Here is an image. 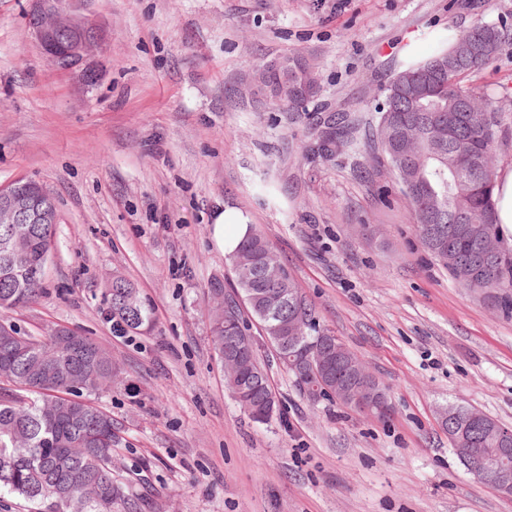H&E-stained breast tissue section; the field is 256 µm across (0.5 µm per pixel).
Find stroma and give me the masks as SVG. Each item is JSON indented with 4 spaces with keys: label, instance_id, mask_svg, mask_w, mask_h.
Listing matches in <instances>:
<instances>
[{
    "label": "stroma",
    "instance_id": "stroma-1",
    "mask_svg": "<svg viewBox=\"0 0 512 512\" xmlns=\"http://www.w3.org/2000/svg\"><path fill=\"white\" fill-rule=\"evenodd\" d=\"M28 9L0 0V186L39 182L58 223L43 298L7 317L87 334L120 363L95 402L143 512H512L441 424L462 405L512 428V317L424 251L386 172L307 159L306 126L255 86L299 54L319 104L357 111L406 51L432 53L428 29L512 22V0H70L108 32L87 88L47 60ZM220 204L249 214L320 328L388 388L389 417L309 403L268 348L279 415L256 423L234 400L204 310L231 271L210 238ZM116 274L153 330L114 329Z\"/></svg>",
    "mask_w": 512,
    "mask_h": 512
}]
</instances>
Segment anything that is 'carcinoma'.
<instances>
[{"instance_id": "carcinoma-1", "label": "carcinoma", "mask_w": 512, "mask_h": 512, "mask_svg": "<svg viewBox=\"0 0 512 512\" xmlns=\"http://www.w3.org/2000/svg\"><path fill=\"white\" fill-rule=\"evenodd\" d=\"M434 52L419 60L394 62L383 96L357 112H341L312 128L306 152L325 160L366 159L389 171L408 199L422 247L434 258L448 251V272L461 288L479 291L498 312L512 315V250L505 247L496 222L493 191L495 156L503 139L505 106L512 88L496 97L468 84V78L496 62L512 41L504 20L468 28L432 29ZM313 77L312 96L320 92L313 67L298 55L262 66L263 85L298 120L305 103L293 98L300 73ZM462 98L475 107L464 112ZM56 225L0 222V310L37 303L44 277L32 269L47 264L55 246ZM233 291L216 280L208 289L211 341L219 359L231 347L249 355L236 401L257 422L278 411L266 368L248 322L263 336L291 372L308 401L329 396L336 376L309 367L314 344L336 343V336L313 320L312 309L266 239L252 230L232 255ZM110 318L127 331L149 329L151 310L125 278L112 277L106 290ZM85 356L52 332L33 336L0 320V493L23 498L36 512H140L142 501L112 471V414L93 396L112 385L119 366L94 339L79 335ZM474 420L465 428L464 447L498 448Z\"/></svg>"}]
</instances>
